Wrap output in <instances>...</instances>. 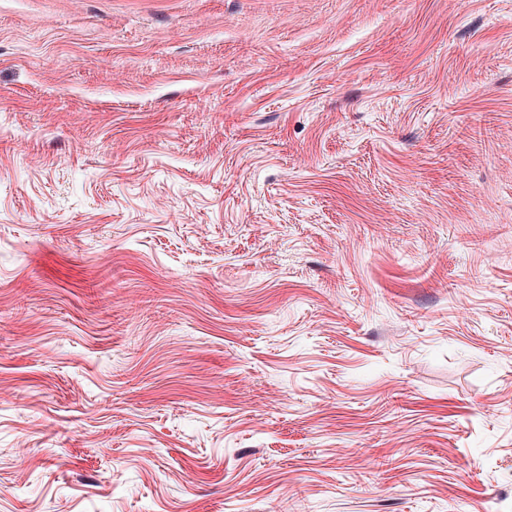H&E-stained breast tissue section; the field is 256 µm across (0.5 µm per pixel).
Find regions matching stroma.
Here are the masks:
<instances>
[{"mask_svg": "<svg viewBox=\"0 0 512 512\" xmlns=\"http://www.w3.org/2000/svg\"><path fill=\"white\" fill-rule=\"evenodd\" d=\"M512 512V0H0V512Z\"/></svg>", "mask_w": 512, "mask_h": 512, "instance_id": "1", "label": "stroma"}]
</instances>
